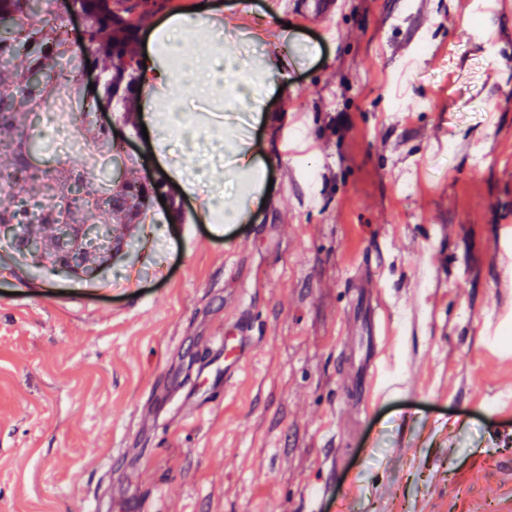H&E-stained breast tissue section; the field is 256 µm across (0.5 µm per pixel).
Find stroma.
<instances>
[{
  "instance_id": "stroma-1",
  "label": "stroma",
  "mask_w": 512,
  "mask_h": 512,
  "mask_svg": "<svg viewBox=\"0 0 512 512\" xmlns=\"http://www.w3.org/2000/svg\"><path fill=\"white\" fill-rule=\"evenodd\" d=\"M231 2L137 16L135 51L196 5L214 28L182 32L188 56L279 50L287 79L224 118L272 189L201 180L93 280L0 260V512H512V0H341L323 24L241 0L235 30ZM104 119L127 180L160 169L135 99ZM238 322L256 346L228 383L210 339ZM381 335L370 336L369 348L364 357L361 370L351 376L352 385L358 394L359 406L368 407L367 391L374 373L377 361L384 352V346L380 348Z\"/></svg>"
}]
</instances>
